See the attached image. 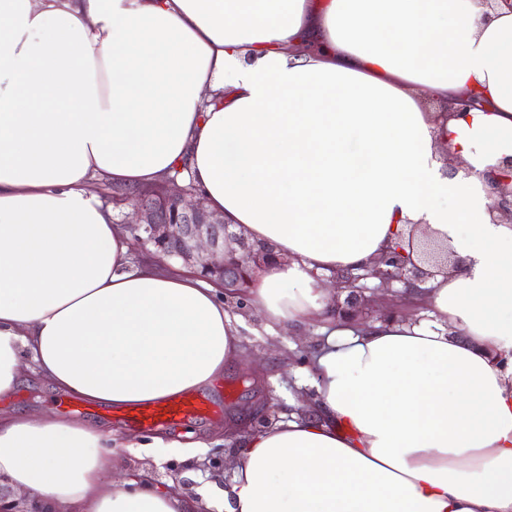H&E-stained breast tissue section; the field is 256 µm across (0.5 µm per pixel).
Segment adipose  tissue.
<instances>
[{
	"instance_id": "adipose-tissue-1",
	"label": "adipose tissue",
	"mask_w": 512,
	"mask_h": 512,
	"mask_svg": "<svg viewBox=\"0 0 512 512\" xmlns=\"http://www.w3.org/2000/svg\"><path fill=\"white\" fill-rule=\"evenodd\" d=\"M424 93L480 107L438 120ZM510 156L505 0H0V484L45 512H196L113 472L120 447L196 443L120 444L10 403L26 368L126 407L245 361L218 287L133 264L91 187L184 166L282 255L246 290L266 321L327 318L320 276L412 234L451 259L411 295L424 320L327 318L305 412L234 433L224 512H512V222L492 223L482 178Z\"/></svg>"
}]
</instances>
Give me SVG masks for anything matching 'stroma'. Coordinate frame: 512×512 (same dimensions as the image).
Instances as JSON below:
<instances>
[{
  "label": "stroma",
  "mask_w": 512,
  "mask_h": 512,
  "mask_svg": "<svg viewBox=\"0 0 512 512\" xmlns=\"http://www.w3.org/2000/svg\"><path fill=\"white\" fill-rule=\"evenodd\" d=\"M226 305L245 320L243 343L256 360L252 370L225 369L222 379L202 390L214 414L207 419L190 418L181 428L160 426L155 435L176 438L179 429L194 431L205 447L198 457L183 460L176 456L147 453L140 449L123 450L114 460L120 474L150 471L155 480L171 485L173 490L198 497L206 494L200 512H221L222 493L229 488L234 475L232 453L224 426L239 423L243 428L270 426L287 417L293 408L291 396H312L310 386V356L324 340L316 328L295 329L263 321L253 315L249 305L241 300L226 298ZM14 405L35 411H53L73 419L89 422L96 428L124 440L129 424L106 415L103 406H86L78 398L53 391L49 384L33 376L24 383L12 399Z\"/></svg>",
  "instance_id": "stroma-1"
}]
</instances>
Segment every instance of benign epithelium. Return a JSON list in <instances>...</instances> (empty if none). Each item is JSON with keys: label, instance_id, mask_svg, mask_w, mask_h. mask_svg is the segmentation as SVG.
Listing matches in <instances>:
<instances>
[{"label": "benign epithelium", "instance_id": "1", "mask_svg": "<svg viewBox=\"0 0 512 512\" xmlns=\"http://www.w3.org/2000/svg\"><path fill=\"white\" fill-rule=\"evenodd\" d=\"M490 192L497 197L494 212L497 217L512 221V158L502 165L491 167L483 174ZM112 197L132 209V219L126 229L141 243L152 244L167 258H176L206 276L216 277L224 291L237 293L248 287L251 274L278 260L275 248L269 244H255L230 230L224 215L207 209L177 179L169 180L163 190L145 189L135 195L114 193ZM176 204L174 210L168 204ZM429 274L420 270L405 251L389 253L362 274L347 273L336 277V286L348 291L346 304L330 307V312L345 321H355L367 305L379 314L393 318L403 311L402 299L365 296L357 289L362 280L377 279L383 285L394 281L424 282Z\"/></svg>", "mask_w": 512, "mask_h": 512}]
</instances>
